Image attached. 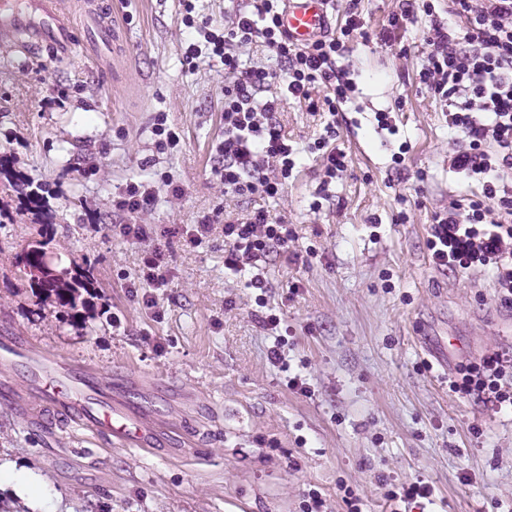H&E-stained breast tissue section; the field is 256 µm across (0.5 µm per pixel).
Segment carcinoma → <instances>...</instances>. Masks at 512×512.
<instances>
[{"label":"carcinoma","mask_w":512,"mask_h":512,"mask_svg":"<svg viewBox=\"0 0 512 512\" xmlns=\"http://www.w3.org/2000/svg\"><path fill=\"white\" fill-rule=\"evenodd\" d=\"M45 252L40 245L29 247L25 253L23 269L21 273L28 277L31 286L40 289L45 295H55L61 305L74 310L72 318L81 319L83 315L76 312L77 301L80 297V289L92 287L93 273L87 269L79 275L68 279V272L59 275L48 268L44 261Z\"/></svg>","instance_id":"1"}]
</instances>
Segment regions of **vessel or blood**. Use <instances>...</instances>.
<instances>
[{
  "label": "vessel or blood",
  "instance_id": "1",
  "mask_svg": "<svg viewBox=\"0 0 512 512\" xmlns=\"http://www.w3.org/2000/svg\"><path fill=\"white\" fill-rule=\"evenodd\" d=\"M329 0H285L282 30L298 47L323 36L330 26ZM51 47L70 55L79 46L59 0H0V43ZM22 373L30 390L68 421L110 443L147 448L152 428L104 386L95 369L48 355L34 354L22 339L0 336V374Z\"/></svg>",
  "mask_w": 512,
  "mask_h": 512
}]
</instances>
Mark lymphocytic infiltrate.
I'll use <instances>...</instances> for the list:
<instances>
[{
	"mask_svg": "<svg viewBox=\"0 0 512 512\" xmlns=\"http://www.w3.org/2000/svg\"><path fill=\"white\" fill-rule=\"evenodd\" d=\"M361 2L346 0L337 31L299 48L280 27L284 0H228L220 27L196 15L192 0H185L183 24L189 38L184 64L193 70L204 59L222 67L226 77L224 133L212 145L211 167L225 192L281 197L299 158L277 117L289 100L327 114L322 134L308 146L320 159L324 184L346 171L348 154L335 144L336 116L350 86L337 61L346 57L354 40L372 36ZM422 8L430 27L418 79L440 104L449 129L459 135L452 168L478 185L477 194L462 196L433 215L430 262L441 271L491 270L499 301L512 308V188L504 183L505 173L512 171V0H448L444 18L433 0H423ZM254 45L264 47L274 65L244 60V51ZM319 88L326 94L317 99L313 93ZM163 189L174 198L184 194L169 175L117 186L112 207L127 221L110 227L126 240L147 243L127 288L158 319L163 313L157 293L170 283L162 240L172 230L143 223L142 218ZM218 223L224 233V267L232 273L257 267L273 252L294 262L302 258L291 248L294 237L287 224L261 207L240 218L203 215L180 228L184 246L200 247ZM451 388L492 410L512 413V355L485 352L459 367Z\"/></svg>",
	"mask_w": 512,
	"mask_h": 512,
	"instance_id": "obj_1",
	"label": "lymphocytic infiltrate"
}]
</instances>
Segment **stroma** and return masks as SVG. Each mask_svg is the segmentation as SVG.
Returning a JSON list of instances; mask_svg holds the SVG:
<instances>
[{
    "label": "stroma",
    "instance_id": "obj_1",
    "mask_svg": "<svg viewBox=\"0 0 512 512\" xmlns=\"http://www.w3.org/2000/svg\"><path fill=\"white\" fill-rule=\"evenodd\" d=\"M182 14L180 0H114L111 48L68 58L43 49L38 66L0 46V333L92 364L103 384L129 379L127 402L164 423L150 453L107 445L39 400L38 425L0 399V460L41 480L50 512H304L312 492L326 512H347L348 489L363 512H394L387 491L417 479L434 493L407 512H512V416L449 389L458 365L512 350V308L488 270L457 275L429 261L433 213L475 184L451 168L456 142L416 80L422 9L402 44L358 40L341 59L353 92L337 143L349 163L328 195L306 152L324 118L285 105L278 118L302 165L267 202L225 195L211 178L224 73L183 66ZM159 112L184 133L177 154L155 147ZM90 165L99 173L83 177ZM164 173L184 194L161 195L146 223L174 228L263 204L309 252L304 264L274 252L260 266L286 329L280 364L268 359L274 339L249 274L224 271L221 230L194 251L167 237L162 319L128 297L141 247L106 231L125 221L112 188ZM39 241L52 269L93 265L96 296L82 320L20 275ZM423 324L433 344L457 343L447 368L418 343ZM295 374L310 394L287 387Z\"/></svg>",
    "mask_w": 512,
    "mask_h": 512
}]
</instances>
